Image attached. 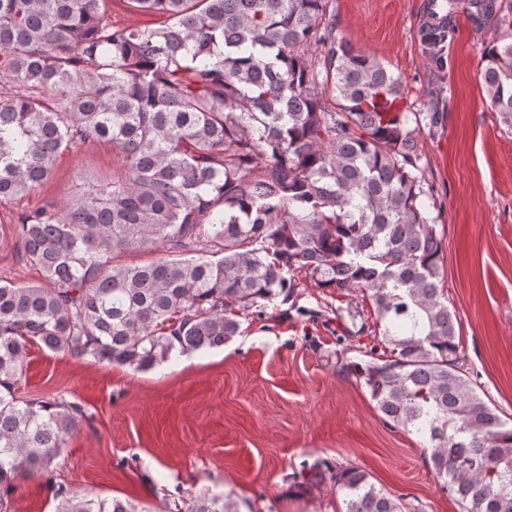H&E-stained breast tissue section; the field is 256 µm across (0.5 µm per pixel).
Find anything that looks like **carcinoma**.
I'll use <instances>...</instances> for the list:
<instances>
[{"instance_id":"obj_1","label":"carcinoma","mask_w":512,"mask_h":512,"mask_svg":"<svg viewBox=\"0 0 512 512\" xmlns=\"http://www.w3.org/2000/svg\"><path fill=\"white\" fill-rule=\"evenodd\" d=\"M157 27L112 21L108 0H0V205L50 181L88 143L112 176L60 204L0 216L40 281L0 283V488L52 471L81 407L17 394L30 348L147 371L224 346L246 312L300 287L367 295L384 349L349 363L385 422L427 443L461 512H512V422L462 369L442 246L419 165L422 121L401 79L339 40L329 0H127ZM502 34L484 54L491 107L512 128V0H448ZM153 257L119 261L129 251ZM345 512H424L370 474L320 465ZM55 512H135L91 492ZM177 512H235L220 496Z\"/></svg>"}]
</instances>
